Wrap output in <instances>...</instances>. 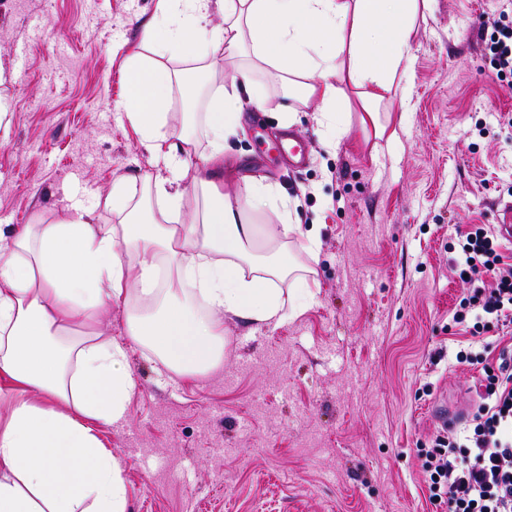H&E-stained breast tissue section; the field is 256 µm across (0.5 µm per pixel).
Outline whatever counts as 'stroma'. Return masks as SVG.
<instances>
[{
	"mask_svg": "<svg viewBox=\"0 0 512 512\" xmlns=\"http://www.w3.org/2000/svg\"><path fill=\"white\" fill-rule=\"evenodd\" d=\"M156 0H0V225L60 218L69 201L120 217L98 199L150 171L116 103L121 69ZM512 0H433L413 40L412 92L395 151L362 133L321 138L315 105L295 103L290 131L310 160L273 151L284 92L257 70L262 108L245 106L224 163L295 204L292 257L313 268V298L280 326L225 318L223 362L193 380L129 348L136 387L105 448L124 463L128 512H448L431 504L419 451L479 404L478 369L458 363L452 273L457 233L496 227L512 200V88L477 29ZM318 237L317 256L301 245ZM449 416H442L441 406Z\"/></svg>",
	"mask_w": 512,
	"mask_h": 512,
	"instance_id": "obj_1",
	"label": "stroma"
}]
</instances>
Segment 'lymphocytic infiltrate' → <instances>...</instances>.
Masks as SVG:
<instances>
[{
	"label": "lymphocytic infiltrate",
	"instance_id": "lymphocytic-infiltrate-1",
	"mask_svg": "<svg viewBox=\"0 0 512 512\" xmlns=\"http://www.w3.org/2000/svg\"><path fill=\"white\" fill-rule=\"evenodd\" d=\"M483 55L499 80L512 87V22L498 23L481 40ZM454 273L465 296L453 322L477 337L512 327V264L485 225L458 233ZM457 362L482 366L487 383L463 435H436L423 456L430 501L448 512H512V360L490 361L471 346L460 347Z\"/></svg>",
	"mask_w": 512,
	"mask_h": 512
}]
</instances>
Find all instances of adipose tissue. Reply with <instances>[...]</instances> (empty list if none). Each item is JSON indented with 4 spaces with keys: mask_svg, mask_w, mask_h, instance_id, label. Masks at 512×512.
<instances>
[{
    "mask_svg": "<svg viewBox=\"0 0 512 512\" xmlns=\"http://www.w3.org/2000/svg\"><path fill=\"white\" fill-rule=\"evenodd\" d=\"M433 0H157L142 29V49L123 66L126 117L151 154L156 174L143 185L158 211L134 202L119 180L105 199L121 224L67 206L59 220L38 219L0 233V512H127L122 461L98 431L121 420L135 389L128 343L152 352L170 371L206 377L224 358V318L280 325L300 302L281 282L307 287L277 242L297 214L271 184L224 177V145L241 128L244 104L262 106L253 79L272 68L289 96L322 106L327 146L359 130L395 147L403 119L393 103L410 98L405 76L420 23ZM223 21L212 25L213 11ZM193 44L188 63L209 71L240 56L232 81L209 92L205 123L211 152L190 161L189 136L168 135L178 71L154 52ZM343 103L344 112L331 107ZM203 206L182 218L187 190ZM270 210L280 227L259 228L231 201ZM136 300L127 342L88 329L113 303ZM44 401L35 403L29 391Z\"/></svg>",
    "mask_w": 512,
    "mask_h": 512,
    "instance_id": "ef3b65f1",
    "label": "adipose tissue"
}]
</instances>
